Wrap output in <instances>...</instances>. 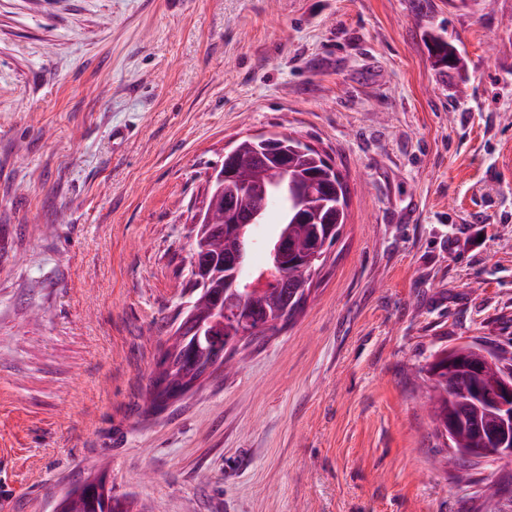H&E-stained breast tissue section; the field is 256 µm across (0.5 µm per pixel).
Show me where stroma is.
Listing matches in <instances>:
<instances>
[{
    "mask_svg": "<svg viewBox=\"0 0 512 512\" xmlns=\"http://www.w3.org/2000/svg\"><path fill=\"white\" fill-rule=\"evenodd\" d=\"M462 53L438 75L423 32ZM295 137L348 219L302 310L147 413L191 217ZM512 0H0V512H512L441 468L435 351L512 354ZM99 474L89 476L72 487L81 490L83 495L70 512H141L133 509L134 501L130 498L112 495V485L107 489L102 485L97 487L94 483Z\"/></svg>",
    "mask_w": 512,
    "mask_h": 512,
    "instance_id": "stroma-1",
    "label": "stroma"
}]
</instances>
